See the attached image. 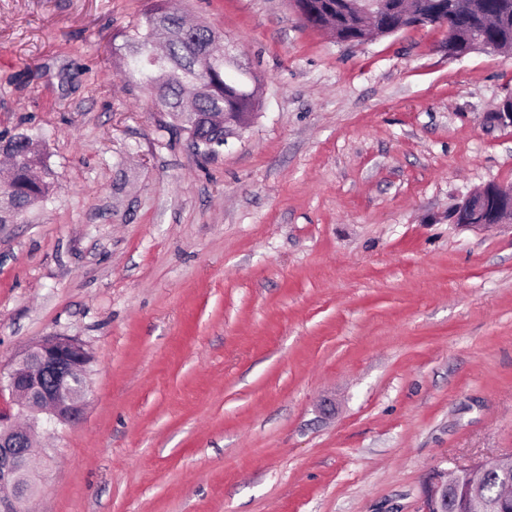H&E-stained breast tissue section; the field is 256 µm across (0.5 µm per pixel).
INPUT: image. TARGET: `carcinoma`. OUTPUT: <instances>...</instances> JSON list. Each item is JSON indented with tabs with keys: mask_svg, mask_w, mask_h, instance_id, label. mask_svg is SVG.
I'll return each instance as SVG.
<instances>
[{
	"mask_svg": "<svg viewBox=\"0 0 512 512\" xmlns=\"http://www.w3.org/2000/svg\"><path fill=\"white\" fill-rule=\"evenodd\" d=\"M448 41L472 45L474 41H512V0H478L469 22L453 19L446 29ZM123 68L126 76L154 90L169 118L166 128L184 132L204 155L216 153L231 131L212 123L211 116L239 112L253 117L259 104V86L224 79V55L232 54L215 41L205 25L190 26L168 6L155 0L144 20L125 35ZM4 153L12 163L8 181L0 183L6 204L0 222H16L24 212L52 190L47 154L33 146L26 134L9 138Z\"/></svg>",
	"mask_w": 512,
	"mask_h": 512,
	"instance_id": "carcinoma-1",
	"label": "carcinoma"
}]
</instances>
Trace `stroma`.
I'll return each mask as SVG.
<instances>
[{
  "instance_id": "1",
  "label": "stroma",
  "mask_w": 512,
  "mask_h": 512,
  "mask_svg": "<svg viewBox=\"0 0 512 512\" xmlns=\"http://www.w3.org/2000/svg\"><path fill=\"white\" fill-rule=\"evenodd\" d=\"M151 2L0 0V133L54 181L0 224V372L49 336L91 355L34 512H422L512 454V231L449 216L512 187V53L172 0L262 82L206 156L112 56ZM489 467L497 470L503 481L508 483L512 479V455L500 456L495 459L477 463L471 468L453 472V478L432 482L424 494L425 512H447L448 503L452 512H459L469 507L470 504L461 499L455 485L458 480H467L468 488L474 499H480L484 495V476Z\"/></svg>"
}]
</instances>
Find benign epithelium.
Returning <instances> with one entry per match:
<instances>
[{"label":"benign epithelium","mask_w":512,"mask_h":512,"mask_svg":"<svg viewBox=\"0 0 512 512\" xmlns=\"http://www.w3.org/2000/svg\"><path fill=\"white\" fill-rule=\"evenodd\" d=\"M381 13L397 14L400 8L416 21L432 15L433 0H377ZM454 222L466 227H485L512 222V191L487 184L470 193L453 211ZM88 351L78 340L51 336L27 350L8 373V390L18 411L0 410V512H22L30 507L36 492L32 475L33 439L39 429L76 423L84 413L90 391ZM25 417L19 424L18 417ZM497 470L504 482L512 480V455L477 463L453 472V478L431 483L424 494L425 512H460L469 503L455 485L468 483L471 496L484 495L488 468Z\"/></svg>","instance_id":"1"}]
</instances>
